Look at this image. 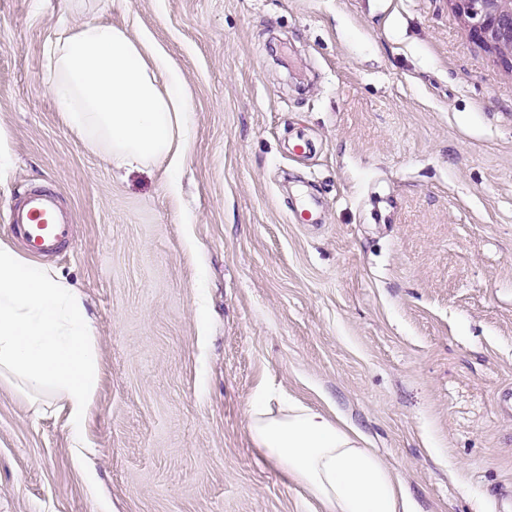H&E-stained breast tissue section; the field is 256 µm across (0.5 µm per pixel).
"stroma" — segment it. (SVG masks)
I'll list each match as a JSON object with an SVG mask.
<instances>
[{
  "label": "stroma",
  "instance_id": "stroma-1",
  "mask_svg": "<svg viewBox=\"0 0 512 512\" xmlns=\"http://www.w3.org/2000/svg\"><path fill=\"white\" fill-rule=\"evenodd\" d=\"M90 21L172 58L179 191L64 124L46 46ZM46 185L100 381L78 445L0 381V512H317L251 442L261 386L358 428L410 512H499L512 76L448 0H0L1 244Z\"/></svg>",
  "mask_w": 512,
  "mask_h": 512
}]
</instances>
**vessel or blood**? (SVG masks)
Here are the masks:
<instances>
[{"label":"vessel or blood","mask_w":512,"mask_h":512,"mask_svg":"<svg viewBox=\"0 0 512 512\" xmlns=\"http://www.w3.org/2000/svg\"><path fill=\"white\" fill-rule=\"evenodd\" d=\"M11 233L32 256L43 258L60 252L70 237V224L56 190L33 188L10 205Z\"/></svg>","instance_id":"1"}]
</instances>
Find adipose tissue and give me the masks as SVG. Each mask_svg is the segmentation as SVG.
I'll use <instances>...</instances> for the list:
<instances>
[{
	"instance_id": "adipose-tissue-1",
	"label": "adipose tissue",
	"mask_w": 512,
	"mask_h": 512,
	"mask_svg": "<svg viewBox=\"0 0 512 512\" xmlns=\"http://www.w3.org/2000/svg\"><path fill=\"white\" fill-rule=\"evenodd\" d=\"M46 59L57 108L79 138L107 147L120 167H182L193 108L164 51L90 22L60 31ZM0 377L62 401L73 435L81 434L98 384L91 319L75 288L2 244ZM248 432L323 512H408L402 484L361 433L324 410L261 387Z\"/></svg>"
}]
</instances>
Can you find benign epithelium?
<instances>
[{"instance_id":"benign-epithelium-1","label":"benign epithelium","mask_w":512,"mask_h":512,"mask_svg":"<svg viewBox=\"0 0 512 512\" xmlns=\"http://www.w3.org/2000/svg\"><path fill=\"white\" fill-rule=\"evenodd\" d=\"M470 36L512 74V0H448Z\"/></svg>"}]
</instances>
